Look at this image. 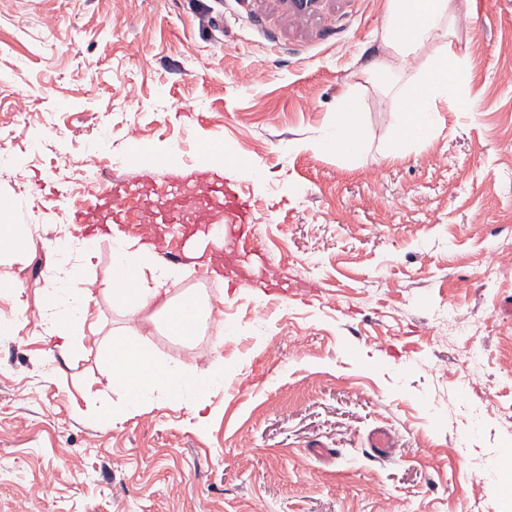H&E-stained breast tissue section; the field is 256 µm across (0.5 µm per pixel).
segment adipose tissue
I'll list each match as a JSON object with an SVG mask.
<instances>
[{"label": "adipose tissue", "instance_id": "adipose-tissue-1", "mask_svg": "<svg viewBox=\"0 0 512 512\" xmlns=\"http://www.w3.org/2000/svg\"><path fill=\"white\" fill-rule=\"evenodd\" d=\"M460 0H389L388 17L379 34V55L369 71L375 82L393 85L397 74L411 62L422 61L417 77L399 87L396 111L398 137L423 141L435 127V106L454 93L461 81L459 60L452 49L453 22ZM360 102L351 96L342 100L335 134L326 149L344 158H354L365 141L360 121ZM35 227L17 220V203L0 197V258L21 256L33 245ZM175 274L154 259L151 245L129 240L112 256V276L106 293L113 307L145 312L150 322L161 323L168 336L188 343L195 337L211 307L191 294H172L169 283ZM92 295L86 278L77 267L63 270L44 296L39 317L59 349L78 353L85 339L97 335L91 310ZM149 338L138 329L117 334L105 343L109 381L125 391L120 417L151 410L158 401L182 402L195 392V409L206 407L214 382L223 374L221 365L196 373L155 357L148 349Z\"/></svg>", "mask_w": 512, "mask_h": 512}]
</instances>
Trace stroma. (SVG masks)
<instances>
[{"instance_id":"35a3bbf8","label":"stroma","mask_w":512,"mask_h":512,"mask_svg":"<svg viewBox=\"0 0 512 512\" xmlns=\"http://www.w3.org/2000/svg\"><path fill=\"white\" fill-rule=\"evenodd\" d=\"M388 0H0V196L34 247L0 273V512H512V0H468L453 49L464 84L434 133L397 141L393 93L368 79ZM365 144L325 150L344 95ZM261 174H224L256 210L254 250L172 262L176 291L210 302L223 339L154 353L222 381L203 416L123 405L102 338L144 313L102 288L128 239L176 230L113 222L92 253L73 223L102 178L166 194L171 169L131 163L134 143L198 163L204 141ZM77 265L102 333L67 357L45 339L44 288ZM480 358L473 372L468 361ZM386 431L392 449L368 455Z\"/></svg>"}]
</instances>
